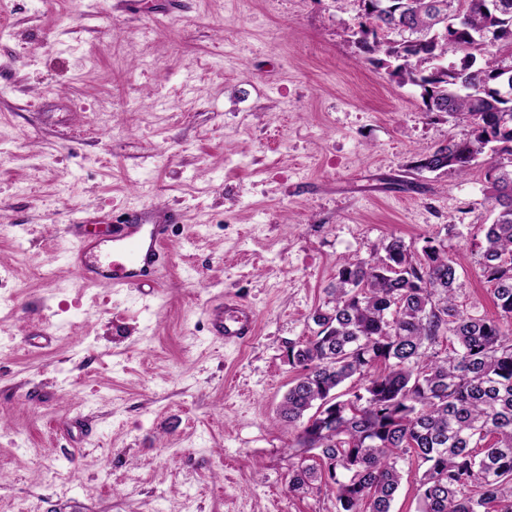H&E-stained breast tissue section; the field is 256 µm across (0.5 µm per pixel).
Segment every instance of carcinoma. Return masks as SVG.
Here are the masks:
<instances>
[{
    "label": "carcinoma",
    "mask_w": 512,
    "mask_h": 512,
    "mask_svg": "<svg viewBox=\"0 0 512 512\" xmlns=\"http://www.w3.org/2000/svg\"><path fill=\"white\" fill-rule=\"evenodd\" d=\"M359 2L354 42L391 80L420 88L426 115L471 126L411 168L467 174L485 159L494 220L480 266L496 312L459 307L458 262L441 240L418 253L391 238L368 259H342L312 336L288 346V489L325 488L339 512H391L412 457L420 512H512V0ZM354 377L356 390L337 395Z\"/></svg>",
    "instance_id": "carcinoma-1"
}]
</instances>
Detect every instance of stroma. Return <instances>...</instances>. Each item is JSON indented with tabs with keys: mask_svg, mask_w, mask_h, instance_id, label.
I'll use <instances>...</instances> for the list:
<instances>
[{
	"mask_svg": "<svg viewBox=\"0 0 512 512\" xmlns=\"http://www.w3.org/2000/svg\"><path fill=\"white\" fill-rule=\"evenodd\" d=\"M358 0H0V512H337L292 494L277 408L291 343L344 257L393 236L477 260L482 167L417 172L468 137L350 36ZM181 211L158 290L85 283L68 228ZM233 297L242 344L211 332ZM212 322L215 336L224 337L225 343L241 344L256 332L252 309L237 299H225L224 307L213 312Z\"/></svg>",
	"mask_w": 512,
	"mask_h": 512,
	"instance_id": "obj_1",
	"label": "stroma"
}]
</instances>
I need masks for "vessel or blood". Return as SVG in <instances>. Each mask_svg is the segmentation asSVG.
Segmentation results:
<instances>
[{
  "label": "vessel or blood",
  "instance_id": "obj_1",
  "mask_svg": "<svg viewBox=\"0 0 512 512\" xmlns=\"http://www.w3.org/2000/svg\"><path fill=\"white\" fill-rule=\"evenodd\" d=\"M178 221L172 211H135L126 223L113 225L107 238L76 225V245L69 261L85 282L140 290L152 282L165 255L168 228ZM212 322L216 335L228 343L245 342L256 332L252 309L236 299H225L223 307L214 311Z\"/></svg>",
  "mask_w": 512,
  "mask_h": 512
}]
</instances>
